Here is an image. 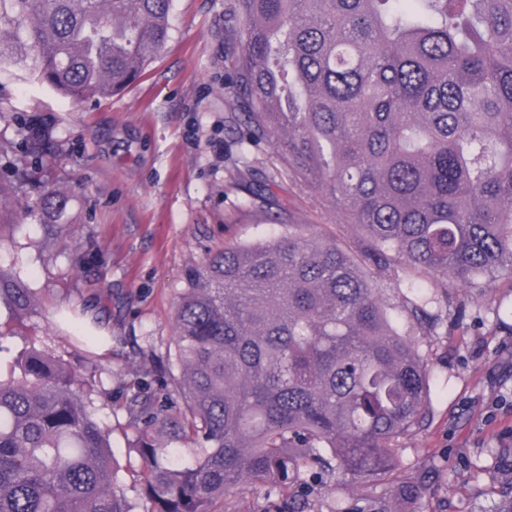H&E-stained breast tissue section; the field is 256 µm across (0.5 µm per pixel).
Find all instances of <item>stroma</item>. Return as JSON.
Instances as JSON below:
<instances>
[{
  "mask_svg": "<svg viewBox=\"0 0 512 512\" xmlns=\"http://www.w3.org/2000/svg\"><path fill=\"white\" fill-rule=\"evenodd\" d=\"M233 4L172 0L164 49L137 82L107 99L74 102L23 67L0 75V112L55 118L65 141L71 215L80 235L93 238L112 295L89 288L90 268L60 282L53 256L64 245L45 239L35 216L17 215L0 263H18L49 293L30 335L46 334L65 298L92 306L111 335L105 361L114 374L103 386L112 403L99 417L112 429V451L124 469L139 460L128 452L131 432L119 409L122 372L142 365L144 337H154L157 354L170 346L186 269L216 246L276 237L294 222L343 244L358 235L307 181L282 173L270 148L241 144L237 116L247 103L228 78L243 29ZM501 302H512L511 282L452 291L448 333L428 339L433 385L426 430L405 440L388 480H347L335 494H310L305 512H328L334 501L366 512L384 504L392 512H493L500 482L512 476V331L495 323ZM416 479L419 493L402 497L401 485Z\"/></svg>",
  "mask_w": 512,
  "mask_h": 512,
  "instance_id": "1",
  "label": "stroma"
}]
</instances>
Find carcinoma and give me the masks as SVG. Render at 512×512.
<instances>
[{"label":"carcinoma","mask_w":512,"mask_h":512,"mask_svg":"<svg viewBox=\"0 0 512 512\" xmlns=\"http://www.w3.org/2000/svg\"><path fill=\"white\" fill-rule=\"evenodd\" d=\"M171 0H0V74L22 62L75 101L139 79L169 38ZM233 81L243 145L268 144L360 234L222 246L188 269L164 367L122 372L141 471L118 476L97 417L104 337L70 309L55 324L85 372L45 340L0 374V512H229L243 482L304 512L295 488L377 483L430 416L425 336L448 334V290L512 282V0H235ZM0 143V241L24 200L84 249L57 184L54 126L16 116ZM43 289L0 264V352L42 315ZM494 512H512V480Z\"/></svg>","instance_id":"cac0c4a2"}]
</instances>
